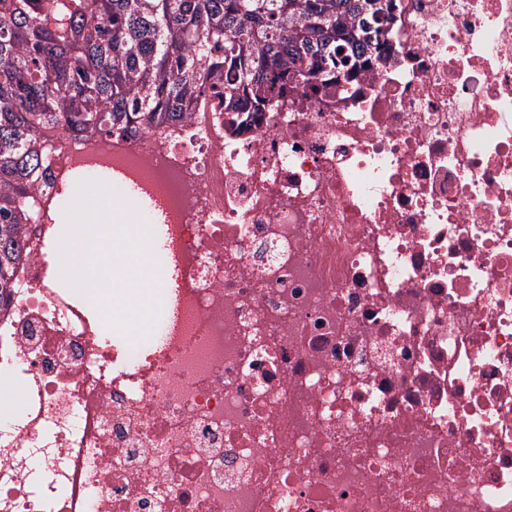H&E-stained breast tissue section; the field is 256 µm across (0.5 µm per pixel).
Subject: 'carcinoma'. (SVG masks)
<instances>
[{"instance_id": "cac0c4a2", "label": "carcinoma", "mask_w": 512, "mask_h": 512, "mask_svg": "<svg viewBox=\"0 0 512 512\" xmlns=\"http://www.w3.org/2000/svg\"><path fill=\"white\" fill-rule=\"evenodd\" d=\"M394 0H0V301L50 133L136 134L192 110L326 92L390 57Z\"/></svg>"}]
</instances>
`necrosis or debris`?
<instances>
[{"label": "necrosis or debris", "instance_id": "1", "mask_svg": "<svg viewBox=\"0 0 512 512\" xmlns=\"http://www.w3.org/2000/svg\"><path fill=\"white\" fill-rule=\"evenodd\" d=\"M354 94L40 147L0 512H512V0H396ZM161 217L129 353L51 270L74 171Z\"/></svg>", "mask_w": 512, "mask_h": 512}]
</instances>
